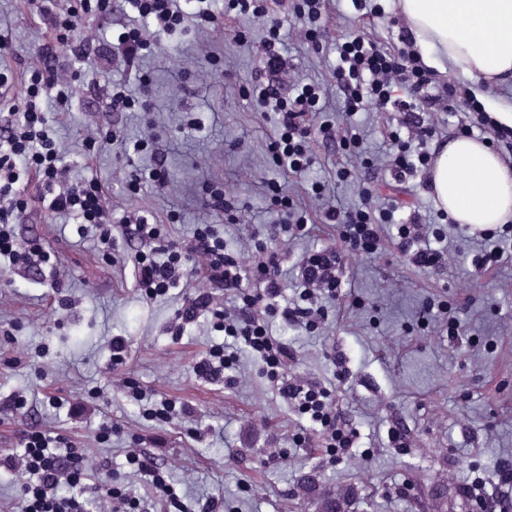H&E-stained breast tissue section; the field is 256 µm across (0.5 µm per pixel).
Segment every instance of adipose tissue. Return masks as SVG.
<instances>
[{"instance_id": "1", "label": "adipose tissue", "mask_w": 512, "mask_h": 512, "mask_svg": "<svg viewBox=\"0 0 512 512\" xmlns=\"http://www.w3.org/2000/svg\"><path fill=\"white\" fill-rule=\"evenodd\" d=\"M427 65L486 82L512 75V0H397ZM429 183L455 223L512 222V166L487 142L459 136L435 160Z\"/></svg>"}]
</instances>
